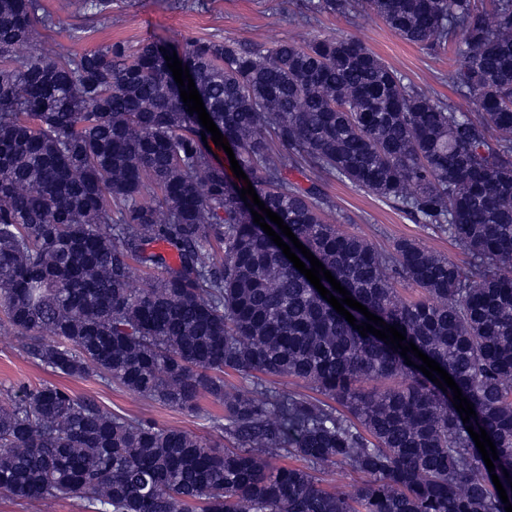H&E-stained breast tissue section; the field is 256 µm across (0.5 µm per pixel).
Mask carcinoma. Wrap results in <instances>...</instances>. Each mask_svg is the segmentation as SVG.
I'll return each instance as SVG.
<instances>
[{
	"label": "carcinoma",
	"mask_w": 512,
	"mask_h": 512,
	"mask_svg": "<svg viewBox=\"0 0 512 512\" xmlns=\"http://www.w3.org/2000/svg\"><path fill=\"white\" fill-rule=\"evenodd\" d=\"M451 50L456 112L344 35L267 49L184 39L210 117L265 207L368 311L440 364L465 424L409 354L363 337L282 253L212 161L169 84L163 44L15 55L40 0H0V324L26 354L164 406L224 404L217 448L65 387L0 404V493L31 512H505L466 430L494 442L512 503V0H318ZM296 171L308 185L290 178ZM348 183L448 234L382 252L325 221ZM153 272L131 287L133 265ZM424 293L399 301L395 284ZM250 377L244 395L224 376ZM307 384L325 397L267 386ZM295 457L301 466L281 465ZM347 463L351 493L319 475Z\"/></svg>",
	"instance_id": "1"
}]
</instances>
